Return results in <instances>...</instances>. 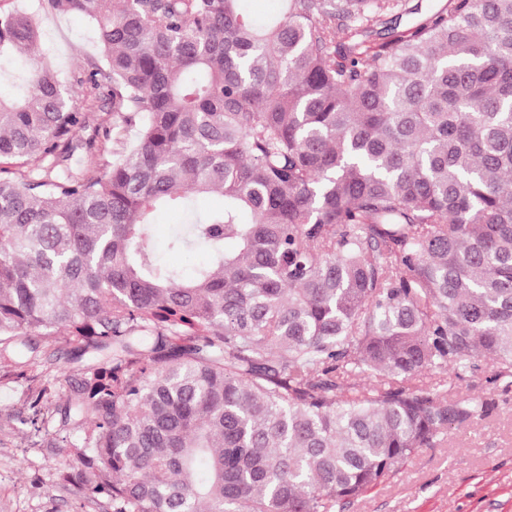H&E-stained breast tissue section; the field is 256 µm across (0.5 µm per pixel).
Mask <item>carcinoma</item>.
<instances>
[{
	"instance_id": "carcinoma-1",
	"label": "carcinoma",
	"mask_w": 512,
	"mask_h": 512,
	"mask_svg": "<svg viewBox=\"0 0 512 512\" xmlns=\"http://www.w3.org/2000/svg\"><path fill=\"white\" fill-rule=\"evenodd\" d=\"M41 0L97 27L123 126L102 178L0 176V362L65 336V479L112 512H336L512 383V0ZM0 159H66L86 115L0 15ZM219 202L203 213L199 196ZM168 238L201 250L163 265ZM352 377L373 378L366 390ZM180 214L161 213L154 224L152 233L155 237L159 259L162 263L183 267L189 270L195 263L202 260L204 253L196 251L191 256L182 253H170L167 248V235L172 224H181Z\"/></svg>"
}]
</instances>
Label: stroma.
<instances>
[{"label": "stroma", "instance_id": "1", "mask_svg": "<svg viewBox=\"0 0 512 512\" xmlns=\"http://www.w3.org/2000/svg\"><path fill=\"white\" fill-rule=\"evenodd\" d=\"M44 62L63 78L93 63L94 29L80 15L42 16ZM74 109L90 113L92 125L71 140L75 157L102 153L112 143L93 135L116 117L106 93L74 96ZM56 354L51 371L0 363V512H106L105 499L84 497L65 480V451L46 444L25 423L32 417L26 395L50 387L63 400L78 374L64 339L47 345ZM421 382L443 381L449 392L480 397L493 404L490 414L465 429H450L433 448L419 449L381 485L340 505L338 512H512V389L490 384L484 371L456 377L454 371L428 370Z\"/></svg>", "mask_w": 512, "mask_h": 512}]
</instances>
